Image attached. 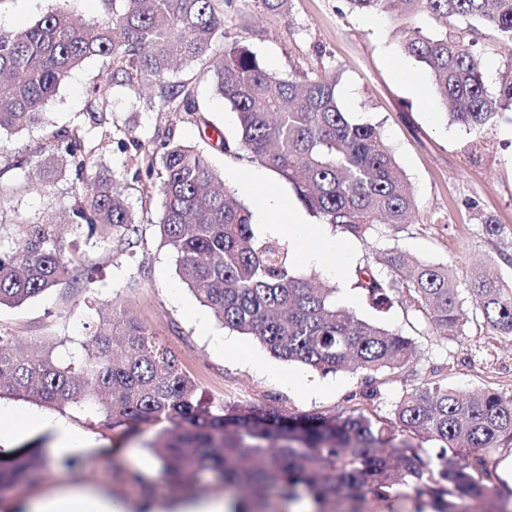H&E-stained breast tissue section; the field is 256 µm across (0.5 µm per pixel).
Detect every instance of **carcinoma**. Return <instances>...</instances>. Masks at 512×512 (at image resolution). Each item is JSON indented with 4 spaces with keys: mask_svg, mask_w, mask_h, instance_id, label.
<instances>
[{
    "mask_svg": "<svg viewBox=\"0 0 512 512\" xmlns=\"http://www.w3.org/2000/svg\"><path fill=\"white\" fill-rule=\"evenodd\" d=\"M112 16L85 22L64 7L32 26L0 32V134L43 119L49 99L85 60L108 62L106 78L87 104V124L107 123L103 110L115 86L155 88L160 111L200 114L194 87L178 78L197 66L239 119L235 138L214 129L224 153L244 151L291 182L322 223L365 241L383 226L397 229L416 202L389 146L376 129L353 122L336 96V74L277 75L250 49L224 41L216 0H103ZM351 13H375L397 24L401 51L422 64L450 124L476 133L512 106V85L493 96L467 31L479 23L512 45V0H346ZM129 142L159 162L157 226L176 257L177 273L224 327L250 336L272 355L323 374L351 371L361 387L340 411L290 413L269 395L261 404L203 400L179 354L121 306L86 326L78 364L47 351L37 359L0 334V397L35 399L62 408L93 407L99 424L131 440L153 429L152 454L171 482L188 486L201 473L215 486L253 497L270 482L284 500L306 495L315 512L339 497L380 500L410 496L434 512H512L497 493L490 456L512 447V396L469 394L434 380L404 393L381 415L368 408L389 375L414 366L413 338L336 305V288L305 278L288 247L259 238L249 208L235 201L206 157L167 135ZM80 181L70 222L112 232L133 247L136 217L116 193L117 178L97 173L98 160L80 127L53 133ZM25 238L0 253V307H16L68 281L86 257L62 252L50 217L24 218ZM482 233L512 260V231L488 216ZM355 270V287L383 304L405 295V311L423 335L453 337L473 322L490 336H512V285L490 270L475 274L461 298L446 263L413 261L399 249L381 250ZM469 303L471 316L463 305ZM439 451L427 454L423 444ZM44 460L42 441L0 451V486L29 479Z\"/></svg>",
    "mask_w": 512,
    "mask_h": 512,
    "instance_id": "1",
    "label": "carcinoma"
}]
</instances>
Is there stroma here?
Instances as JSON below:
<instances>
[{"label":"stroma","instance_id":"obj_1","mask_svg":"<svg viewBox=\"0 0 512 512\" xmlns=\"http://www.w3.org/2000/svg\"><path fill=\"white\" fill-rule=\"evenodd\" d=\"M56 0H0V30L13 32L34 24ZM224 13L225 44L237 43L254 51L268 71H335L336 92L350 118L377 128L392 148L414 192L418 219L395 231H385L384 247H395L412 257L448 264L459 284L467 286L475 268L486 266L505 282H512V264L505 261L497 242L485 237L477 214L495 216L512 227V109L504 110L488 130L490 150L470 156L467 148L475 133L447 123L440 98L426 70L413 59L402 58L393 25L376 15H352L345 0H291L288 16L263 10L257 0H219ZM474 53L483 62L486 84L492 93L512 83V48L486 26L470 33ZM402 59L404 74L391 68ZM107 63L93 58L74 71L45 107L44 127L4 136L0 144V185L8 190L0 206V250L10 251L22 240L20 220L53 216L63 244H77L88 260L83 272L88 286L72 283L48 290L17 307L0 308V331L19 337L22 344L53 343L61 359L79 355L87 323L97 320L112 301H123L141 322L153 328L176 349L185 369L207 399L261 402L268 395L281 398L292 413L340 410L359 391V375L349 372L324 374L274 357L250 337L224 328L210 309L201 305L176 273L175 256L164 245L154 224L160 204L159 179L148 175L149 157L133 145L108 140L99 152L104 173L122 175L121 189L139 222V244L119 252L111 233L99 230L88 237L86 227L66 223L65 209L73 202L79 183L71 168L59 170L48 190L29 184L36 162L48 159L51 132L69 130L84 122L87 92L105 77ZM181 76L192 83L198 105L209 125L227 137L236 134V115L194 68ZM150 91L115 89L107 106L112 123L132 130L148 142L165 133L197 147L226 187L247 206L253 196L245 193L237 173L250 175L256 186H275L289 203L303 212L306 222L320 220L306 211L288 180L252 161L249 155L234 157L201 136L195 116L184 112L149 110ZM351 257L344 269H336L324 254L322 241L310 242L314 256L297 259L300 274L335 286L338 306L361 317L413 334L400 303L375 308L354 288L357 266L374 262L375 247L350 240ZM418 350L415 370L392 378L373 404L388 412L396 401L416 386L433 381V367L447 364L449 385L479 392L494 390L512 396V339L489 336L475 324H467L461 336H414ZM223 339L217 350L215 339ZM0 404L17 416L41 413L70 424L78 433L94 437L91 451L81 453V463L70 471L49 459L31 483L0 490V512H25L27 505L56 490L80 485L115 499H152L156 503L181 501L159 477L160 464L143 448L151 432L127 442L113 439L97 418L73 409H58L26 399L2 398Z\"/></svg>","mask_w":512,"mask_h":512}]
</instances>
